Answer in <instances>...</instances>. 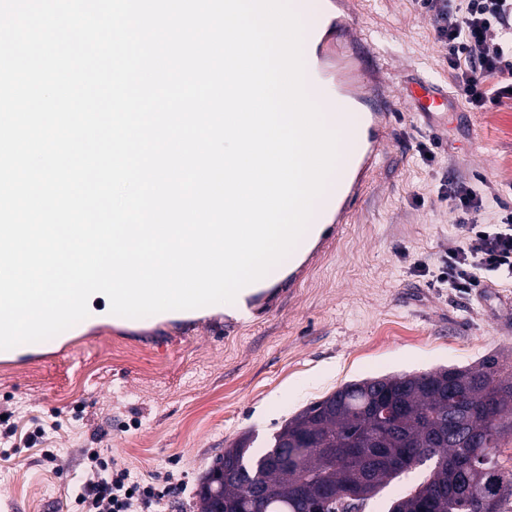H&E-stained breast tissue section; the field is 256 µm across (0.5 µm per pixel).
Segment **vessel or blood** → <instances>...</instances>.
Returning <instances> with one entry per match:
<instances>
[{
    "label": "vessel or blood",
    "instance_id": "vessel-or-blood-1",
    "mask_svg": "<svg viewBox=\"0 0 512 512\" xmlns=\"http://www.w3.org/2000/svg\"><path fill=\"white\" fill-rule=\"evenodd\" d=\"M304 29V44L316 49L318 65L309 69L305 85L313 89L332 80L336 93L356 112L355 128L344 135L345 162L337 171L335 192L313 210L311 234L295 250L287 272H268L255 281L248 296V309L260 310L270 303L272 291L295 290L308 278L321 259L334 247L359 211L372 185L375 172L394 144L393 119L400 102L417 103L424 113L447 105L448 91L440 85L421 87L420 91L396 92L384 83H370V75L379 73V55L370 39L354 20L358 0H314ZM235 316L195 315L178 326L185 334L201 327L232 329ZM0 358L21 366L33 361L49 362L50 354L39 346L23 344L1 350Z\"/></svg>",
    "mask_w": 512,
    "mask_h": 512
}]
</instances>
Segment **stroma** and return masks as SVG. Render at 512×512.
I'll return each mask as SVG.
<instances>
[{"mask_svg":"<svg viewBox=\"0 0 512 512\" xmlns=\"http://www.w3.org/2000/svg\"><path fill=\"white\" fill-rule=\"evenodd\" d=\"M359 26L389 86L445 85V113L428 123L399 105L396 145L367 200L276 311L231 336L202 329L159 348L106 336L80 365L55 360L0 373V416L16 426L13 437L0 435V502L13 500L17 512H71L85 451L100 448L140 478L171 472L182 486L163 498L162 512H194V489L225 448L249 433L253 450H266L286 420L346 382L512 357V281L467 296L416 271L457 244L442 184L495 185L485 221L512 208V100L471 109L454 87L436 20L416 0H361ZM421 142L432 160L417 152ZM38 426L42 443L26 447ZM47 449L57 456L51 467ZM429 472L423 465L401 474L361 512H388Z\"/></svg>","mask_w":512,"mask_h":512,"instance_id":"stroma-1","label":"stroma"}]
</instances>
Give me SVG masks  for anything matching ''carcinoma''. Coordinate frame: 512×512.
<instances>
[{
    "instance_id": "carcinoma-1",
    "label": "carcinoma",
    "mask_w": 512,
    "mask_h": 512,
    "mask_svg": "<svg viewBox=\"0 0 512 512\" xmlns=\"http://www.w3.org/2000/svg\"><path fill=\"white\" fill-rule=\"evenodd\" d=\"M464 398L453 408L450 390ZM400 408L395 430L375 416L378 398ZM463 436L448 435V411ZM512 430V364L484 359L477 367H441L423 374L345 383L288 420L266 451L252 452L250 436L224 450L196 489L197 512H306L336 490L330 512H354L391 479L433 462L429 478L397 499L390 512H503L512 497V471L496 458L498 441ZM356 442L365 456L351 468L332 467L320 448ZM405 459L396 467L387 457ZM259 487L274 491L255 497Z\"/></svg>"
}]
</instances>
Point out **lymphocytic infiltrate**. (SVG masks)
Wrapping results in <instances>:
<instances>
[{"instance_id": "lymphocytic-infiltrate-1", "label": "lymphocytic infiltrate", "mask_w": 512, "mask_h": 512, "mask_svg": "<svg viewBox=\"0 0 512 512\" xmlns=\"http://www.w3.org/2000/svg\"><path fill=\"white\" fill-rule=\"evenodd\" d=\"M438 22L437 36L455 72V85L475 109L512 97V0H418ZM457 213L458 244L441 256L438 285L462 293L486 287L496 278L512 279V209L493 223L479 217L487 188L449 184L445 194ZM477 245H470V238ZM85 473L75 503L78 512H156L168 491L169 475L147 481L118 467L98 450L87 451Z\"/></svg>"}]
</instances>
